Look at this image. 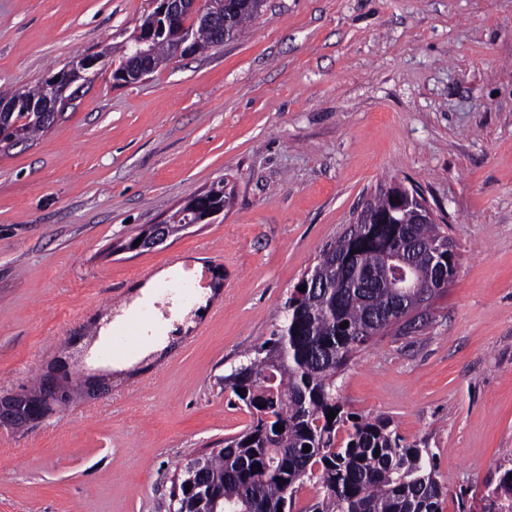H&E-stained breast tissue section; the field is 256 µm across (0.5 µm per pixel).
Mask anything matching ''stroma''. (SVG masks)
<instances>
[{
    "mask_svg": "<svg viewBox=\"0 0 512 512\" xmlns=\"http://www.w3.org/2000/svg\"><path fill=\"white\" fill-rule=\"evenodd\" d=\"M152 0H0V88L98 55L57 122L0 149V393L77 341L112 390L0 429V512H169L251 422L224 378L363 204L417 188L459 254L408 333L336 377L345 413L430 448L444 512L512 468V0H265L240 38L112 83ZM224 183V212L113 242Z\"/></svg>",
    "mask_w": 512,
    "mask_h": 512,
    "instance_id": "obj_1",
    "label": "stroma"
}]
</instances>
